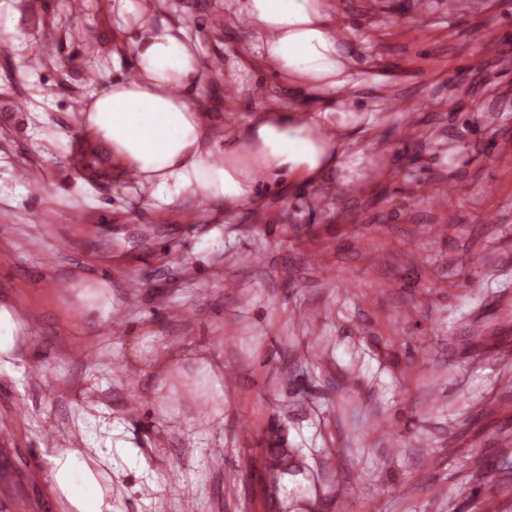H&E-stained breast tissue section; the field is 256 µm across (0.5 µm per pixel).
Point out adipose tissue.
Returning a JSON list of instances; mask_svg holds the SVG:
<instances>
[{
  "label": "adipose tissue",
  "mask_w": 512,
  "mask_h": 512,
  "mask_svg": "<svg viewBox=\"0 0 512 512\" xmlns=\"http://www.w3.org/2000/svg\"><path fill=\"white\" fill-rule=\"evenodd\" d=\"M155 2L136 9L119 0L121 10L136 12L137 32L126 46L131 71L93 92L82 112L85 138L121 177L149 184L161 204L189 192L240 206L253 197L259 168L271 190L333 172L346 184L365 178L372 158L349 148L357 116L346 107L302 113L261 107L233 136L216 134L198 104L213 69L185 28L156 19ZM332 12L331 0H237L235 10L261 64L316 97L352 82V60ZM108 460L101 449L72 448L53 457L46 478L74 512H115L99 482Z\"/></svg>",
  "instance_id": "obj_1"
}]
</instances>
